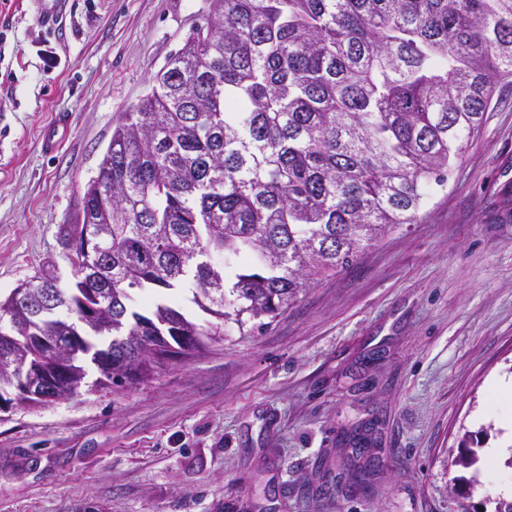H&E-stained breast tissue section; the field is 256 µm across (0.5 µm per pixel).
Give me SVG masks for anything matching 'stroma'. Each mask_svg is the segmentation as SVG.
Listing matches in <instances>:
<instances>
[{
  "label": "stroma",
  "instance_id": "1",
  "mask_svg": "<svg viewBox=\"0 0 512 512\" xmlns=\"http://www.w3.org/2000/svg\"><path fill=\"white\" fill-rule=\"evenodd\" d=\"M0 0V295L72 255L60 230L122 113L211 0ZM55 52L54 68L46 52ZM66 135L41 147L58 117ZM512 83L417 223L268 328L146 382L0 414V512H495L481 455L512 405ZM479 453L454 466L461 438Z\"/></svg>",
  "mask_w": 512,
  "mask_h": 512
}]
</instances>
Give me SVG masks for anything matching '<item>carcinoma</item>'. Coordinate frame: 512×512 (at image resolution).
I'll return each instance as SVG.
<instances>
[{
    "label": "carcinoma",
    "mask_w": 512,
    "mask_h": 512,
    "mask_svg": "<svg viewBox=\"0 0 512 512\" xmlns=\"http://www.w3.org/2000/svg\"><path fill=\"white\" fill-rule=\"evenodd\" d=\"M167 65L64 229L72 286L48 264L0 300V337H15L0 400L50 374L43 340L74 329L55 399L92 367L96 386L149 380L227 322L269 326L416 223L512 78V0H211ZM186 289L208 319L173 300Z\"/></svg>",
    "instance_id": "obj_1"
}]
</instances>
